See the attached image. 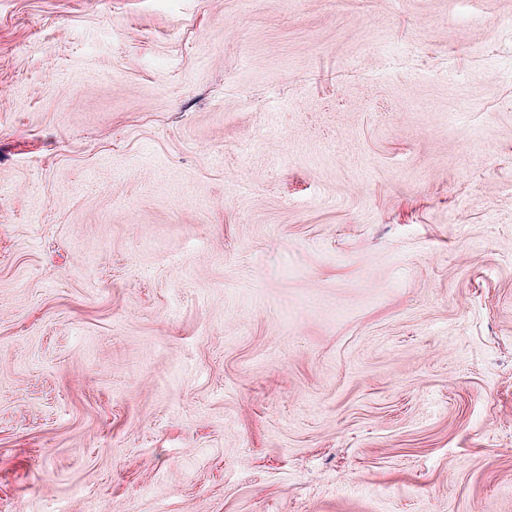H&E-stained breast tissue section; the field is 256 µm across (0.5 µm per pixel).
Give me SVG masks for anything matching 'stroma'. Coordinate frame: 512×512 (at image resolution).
I'll list each match as a JSON object with an SVG mask.
<instances>
[{
	"label": "stroma",
	"instance_id": "35a3bbf8",
	"mask_svg": "<svg viewBox=\"0 0 512 512\" xmlns=\"http://www.w3.org/2000/svg\"><path fill=\"white\" fill-rule=\"evenodd\" d=\"M512 512V0H0V512Z\"/></svg>",
	"mask_w": 512,
	"mask_h": 512
}]
</instances>
